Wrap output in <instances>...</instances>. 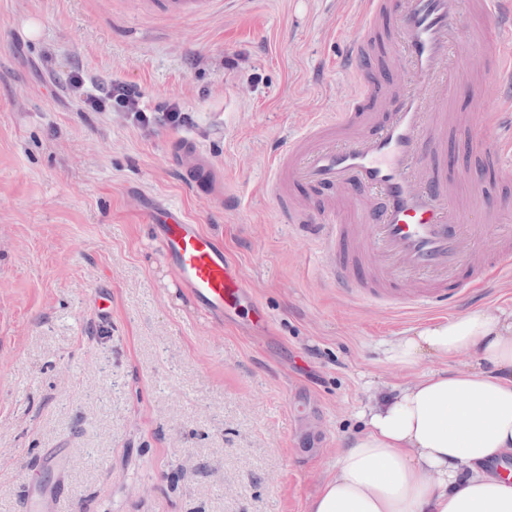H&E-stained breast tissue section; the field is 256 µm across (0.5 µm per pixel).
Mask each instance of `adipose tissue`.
Instances as JSON below:
<instances>
[{"mask_svg":"<svg viewBox=\"0 0 512 512\" xmlns=\"http://www.w3.org/2000/svg\"><path fill=\"white\" fill-rule=\"evenodd\" d=\"M386 355L441 367L367 407L308 512H512V312L486 304L416 326Z\"/></svg>","mask_w":512,"mask_h":512,"instance_id":"1","label":"adipose tissue"}]
</instances>
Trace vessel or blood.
I'll return each instance as SVG.
<instances>
[{
  "mask_svg": "<svg viewBox=\"0 0 512 512\" xmlns=\"http://www.w3.org/2000/svg\"><path fill=\"white\" fill-rule=\"evenodd\" d=\"M498 32L493 46L465 37L460 0H359V33L340 66L351 77L344 112L312 116L301 136L284 142L274 157L271 187L288 212L291 184L332 189L348 201L349 214L319 212L311 229L330 256L329 280L347 293L395 308L441 307L466 291L460 278L465 257L496 224L512 217V203L469 221L458 200L455 175H430L421 147L443 155L456 66L453 50L465 46L497 89V103L478 112L502 136L482 153L512 173V0H481ZM396 22L390 57L371 64L372 40L386 16ZM164 254L180 285L206 313L223 317L245 286L213 238L187 223L183 213L160 207L152 214ZM381 261H373V252ZM512 267V243L500 240L483 267Z\"/></svg>",
  "mask_w": 512,
  "mask_h": 512,
  "instance_id": "obj_1",
  "label": "vessel or blood"
}]
</instances>
